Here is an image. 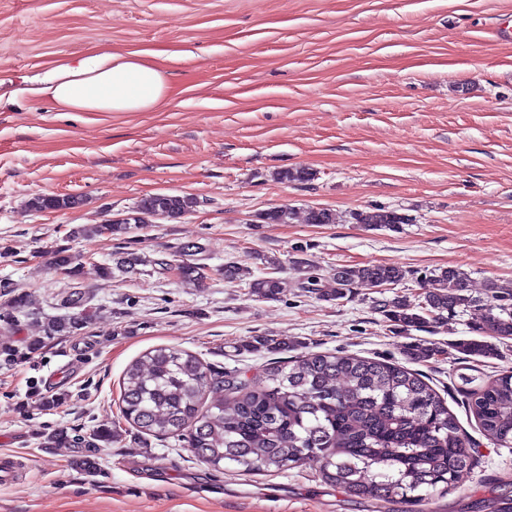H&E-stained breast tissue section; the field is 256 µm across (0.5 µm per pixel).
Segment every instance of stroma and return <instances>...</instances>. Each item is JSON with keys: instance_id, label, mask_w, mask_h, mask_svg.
I'll list each match as a JSON object with an SVG mask.
<instances>
[{"instance_id": "stroma-1", "label": "stroma", "mask_w": 512, "mask_h": 512, "mask_svg": "<svg viewBox=\"0 0 512 512\" xmlns=\"http://www.w3.org/2000/svg\"><path fill=\"white\" fill-rule=\"evenodd\" d=\"M133 53L170 79L149 112H62L26 87L64 56ZM306 169L311 181L275 175ZM196 198L195 210L124 238L80 235L153 194ZM76 195L72 209L36 212L29 199ZM292 207L293 223L260 213ZM399 209L395 228L348 223L350 212ZM311 207L337 224H308ZM186 244L210 268L187 288L155 266L103 279L115 251L172 259ZM81 258L79 280L49 253ZM277 258L288 286L277 300L224 278L225 264L264 275ZM391 264L406 279L325 301L298 286L344 265ZM455 267L485 297L512 283V0H0V512H381L377 502L325 484L305 464L276 476L219 473L176 438L138 433L121 417L120 382L147 350L174 345L220 371L259 375L272 359L244 351L252 336H283L297 353L403 361L421 339L444 355L417 369L477 446L458 489L419 512H502L512 504V448L481 431L464 391L512 370V338L493 358L449 345L470 338L468 318L402 333L378 302L421 299L426 273ZM94 318L80 334L43 337L74 284ZM38 348H31L34 338ZM117 426L96 471L80 448L47 435Z\"/></svg>"}]
</instances>
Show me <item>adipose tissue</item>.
I'll return each mask as SVG.
<instances>
[{"mask_svg": "<svg viewBox=\"0 0 512 512\" xmlns=\"http://www.w3.org/2000/svg\"><path fill=\"white\" fill-rule=\"evenodd\" d=\"M169 88L159 66L133 54L113 52L59 58L38 77L33 92L67 112H145Z\"/></svg>", "mask_w": 512, "mask_h": 512, "instance_id": "adipose-tissue-1", "label": "adipose tissue"}]
</instances>
